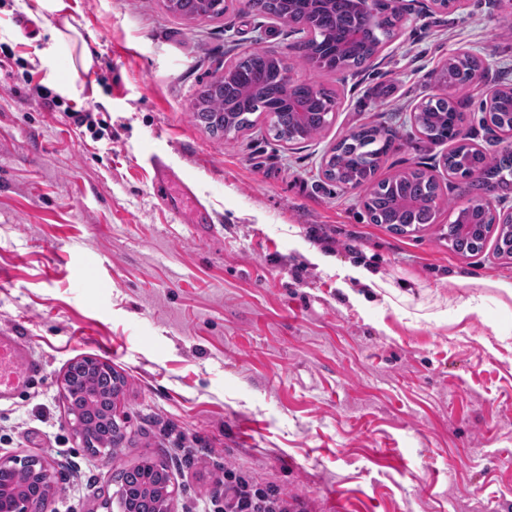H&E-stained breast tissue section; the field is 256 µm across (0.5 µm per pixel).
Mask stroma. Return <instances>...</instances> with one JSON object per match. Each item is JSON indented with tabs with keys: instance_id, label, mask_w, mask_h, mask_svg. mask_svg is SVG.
Returning <instances> with one entry per match:
<instances>
[{
	"instance_id": "stroma-1",
	"label": "stroma",
	"mask_w": 512,
	"mask_h": 512,
	"mask_svg": "<svg viewBox=\"0 0 512 512\" xmlns=\"http://www.w3.org/2000/svg\"><path fill=\"white\" fill-rule=\"evenodd\" d=\"M226 2L187 22L165 0H0V331L43 367L0 404V458L52 463L49 512H107L114 475L145 458L165 463L175 512H224L228 464L290 512H512V298L491 286L512 280V258L492 236L453 251L445 207L411 234L371 223L365 188L321 173L337 140L371 125L397 134L376 179L420 168L465 206L438 166L447 144L410 113L437 93L438 65L470 52L484 74L455 102L472 142L502 151L480 118L488 88L512 85L505 9L415 2L375 57L336 73L298 61L289 26ZM54 27L66 40L47 61ZM253 50L335 91L320 134L290 148L262 119L228 139L195 123L202 85ZM35 83L108 113L111 138L49 110ZM153 154L199 212L157 198ZM358 261L388 293L341 276ZM84 356L124 378L111 456L81 447L59 387Z\"/></svg>"
}]
</instances>
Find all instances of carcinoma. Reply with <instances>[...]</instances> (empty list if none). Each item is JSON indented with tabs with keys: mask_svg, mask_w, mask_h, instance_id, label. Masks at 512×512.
Wrapping results in <instances>:
<instances>
[{
	"mask_svg": "<svg viewBox=\"0 0 512 512\" xmlns=\"http://www.w3.org/2000/svg\"><path fill=\"white\" fill-rule=\"evenodd\" d=\"M167 8L187 20L213 17L224 13V0H167ZM248 8L258 15H270L283 23L298 28L307 25L315 38L299 43L301 59L308 63L314 57L324 59L322 68L334 69L336 61L358 66L366 61L374 47L396 34L401 15L393 0H372L366 8L353 0H248ZM472 65L467 60L455 62L448 76L455 87L464 89L471 83ZM302 99L308 111L317 117L303 121L291 105ZM332 95L323 88L303 81L294 86L293 93L278 80V66L261 51H254L240 58L230 76L219 83H211L200 94L195 105L194 118L214 132H238L252 125L249 116L263 114L270 109L277 112L273 124L274 137L309 139L327 124ZM419 128L431 141L444 142L454 139V129L463 125V113L452 100L433 98L430 106L417 117ZM380 132L363 128L332 150L328 167L329 179L340 182L354 180L367 186L368 203L365 207L375 224H388L402 233L413 232L436 223L440 194L438 186L417 171L400 174L372 183V175L379 166L381 156L387 154L394 134L389 133L381 146H376ZM448 168L457 171H474L476 177L465 183L463 193L475 198L508 185L512 177V150L490 155L481 150L462 147L448 152ZM79 382L72 384L70 402L72 410L84 422V439L93 445L91 451L102 450L113 455L119 443L111 440V396L114 391L112 375L86 364L73 367ZM124 507L138 508L140 512H156L155 505L166 494L167 477L158 463L143 459L122 474ZM17 490L27 501L31 512H40L43 485L31 471L13 469L0 471V484Z\"/></svg>",
	"mask_w": 512,
	"mask_h": 512,
	"instance_id": "1",
	"label": "carcinoma"
}]
</instances>
